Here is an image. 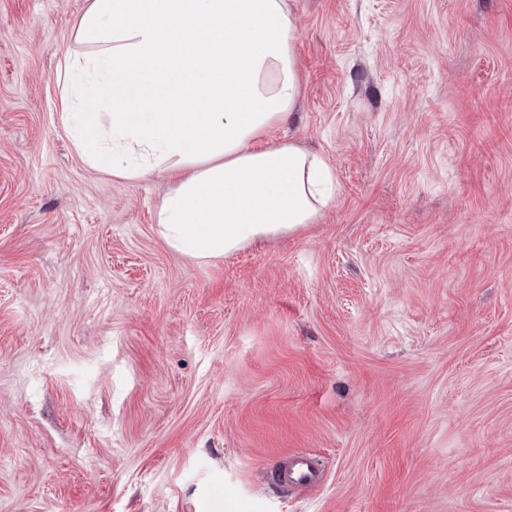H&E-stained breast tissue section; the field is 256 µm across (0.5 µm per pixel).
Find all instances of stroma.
Masks as SVG:
<instances>
[{
  "label": "stroma",
  "mask_w": 512,
  "mask_h": 512,
  "mask_svg": "<svg viewBox=\"0 0 512 512\" xmlns=\"http://www.w3.org/2000/svg\"><path fill=\"white\" fill-rule=\"evenodd\" d=\"M290 2L335 201L196 260L60 121L87 0H0V512H512V0ZM319 479V471L307 458L299 457L289 464L287 477L289 484L313 485Z\"/></svg>",
  "instance_id": "stroma-1"
}]
</instances>
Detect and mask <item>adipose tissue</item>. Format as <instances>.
I'll list each match as a JSON object with an SVG mask.
<instances>
[{
	"label": "adipose tissue",
	"instance_id": "1",
	"mask_svg": "<svg viewBox=\"0 0 512 512\" xmlns=\"http://www.w3.org/2000/svg\"><path fill=\"white\" fill-rule=\"evenodd\" d=\"M288 0H89L59 67L61 121L112 177L163 173L171 250L217 259L316 223L336 197L323 156L268 134L301 93ZM105 109L86 110L85 85Z\"/></svg>",
	"mask_w": 512,
	"mask_h": 512
}]
</instances>
